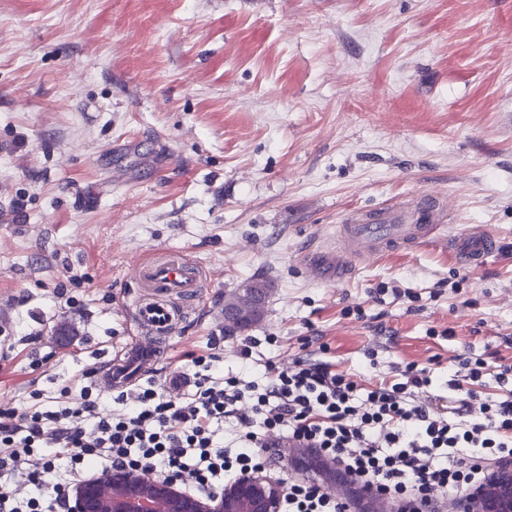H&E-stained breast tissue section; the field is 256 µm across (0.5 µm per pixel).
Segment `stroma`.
I'll use <instances>...</instances> for the list:
<instances>
[{
	"label": "stroma",
	"instance_id": "1",
	"mask_svg": "<svg viewBox=\"0 0 512 512\" xmlns=\"http://www.w3.org/2000/svg\"><path fill=\"white\" fill-rule=\"evenodd\" d=\"M425 195L441 240L479 224L498 253L465 270L440 240L307 276L352 211ZM168 251L204 274L176 360L260 275L254 358L316 336L359 383L414 362L441 396L464 350L512 363V0H0V409L138 338L133 272Z\"/></svg>",
	"mask_w": 512,
	"mask_h": 512
}]
</instances>
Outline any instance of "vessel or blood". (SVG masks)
I'll return each mask as SVG.
<instances>
[{
	"instance_id": "obj_1",
	"label": "vessel or blood",
	"mask_w": 512,
	"mask_h": 512,
	"mask_svg": "<svg viewBox=\"0 0 512 512\" xmlns=\"http://www.w3.org/2000/svg\"><path fill=\"white\" fill-rule=\"evenodd\" d=\"M445 217V207L433 197L415 202L399 200L383 208L358 211L346 223L337 225L332 244L307 254L305 267L311 277L317 278L326 263L339 257L344 261V273L353 274L361 260L434 242ZM446 244L457 264L466 269L483 266L499 247L497 237L482 226L450 236ZM136 276L145 293L137 301L135 321L153 339L130 343L96 374V383L108 391L131 390L147 370L165 364L166 351L158 339L174 331L178 313L173 301L198 297L203 286L196 263L180 253L169 252L140 264ZM165 374L168 389L182 391L191 383L173 368L166 366Z\"/></svg>"
}]
</instances>
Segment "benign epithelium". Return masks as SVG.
Segmentation results:
<instances>
[{
	"label": "benign epithelium",
	"instance_id": "7a95c632",
	"mask_svg": "<svg viewBox=\"0 0 512 512\" xmlns=\"http://www.w3.org/2000/svg\"><path fill=\"white\" fill-rule=\"evenodd\" d=\"M287 466L314 484L336 493L344 490V501L359 512H374L377 487L351 482L336 471L328 458L297 448L286 459ZM499 480L459 500V512H512V466H497ZM182 479L155 477L139 468L115 467L102 474L82 477L69 496V512H281L288 486L267 471H246L218 491L192 495L181 490Z\"/></svg>",
	"mask_w": 512,
	"mask_h": 512
}]
</instances>
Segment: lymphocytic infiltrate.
I'll list each match as a JSON object with an SVG mask.
<instances>
[{
    "instance_id": "1",
    "label": "lymphocytic infiltrate",
    "mask_w": 512,
    "mask_h": 512,
    "mask_svg": "<svg viewBox=\"0 0 512 512\" xmlns=\"http://www.w3.org/2000/svg\"><path fill=\"white\" fill-rule=\"evenodd\" d=\"M218 340L185 353L193 389L171 397L150 382L112 400L106 415L81 386L22 409L0 411V512H69V477L120 466L186 476L196 491L266 469L281 439L334 459L354 480L375 482L393 505L421 500L448 512L512 458V364L490 370L459 355L447 405L431 395L427 368L406 364L397 379L366 387L326 361L265 363L261 381L217 369ZM493 375L503 395L479 400ZM282 512H347L342 499L306 482L288 487Z\"/></svg>"
}]
</instances>
